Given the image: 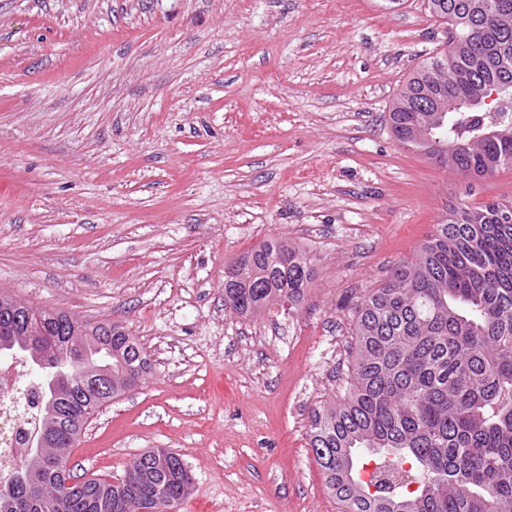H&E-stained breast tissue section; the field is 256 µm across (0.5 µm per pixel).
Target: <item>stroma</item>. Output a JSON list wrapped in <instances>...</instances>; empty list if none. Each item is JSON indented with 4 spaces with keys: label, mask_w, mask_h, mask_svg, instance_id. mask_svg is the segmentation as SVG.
<instances>
[{
    "label": "stroma",
    "mask_w": 512,
    "mask_h": 512,
    "mask_svg": "<svg viewBox=\"0 0 512 512\" xmlns=\"http://www.w3.org/2000/svg\"><path fill=\"white\" fill-rule=\"evenodd\" d=\"M446 41L425 0H0V291L147 358L75 475L164 448L194 478L173 512H339L308 431L347 393L351 303L446 206L512 200V169L394 139ZM275 237L314 259L304 301L226 310L225 263Z\"/></svg>",
    "instance_id": "stroma-1"
}]
</instances>
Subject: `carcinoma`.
<instances>
[{"mask_svg":"<svg viewBox=\"0 0 512 512\" xmlns=\"http://www.w3.org/2000/svg\"><path fill=\"white\" fill-rule=\"evenodd\" d=\"M472 0H427L448 26V48L409 78L389 115L407 151L466 177L512 169V97L491 112H425L484 88L512 84V0L473 36L462 19ZM447 123L440 158L429 127ZM312 259L270 239L224 266V308L254 317L298 306L313 278ZM352 381L338 405L314 411L309 446L342 512H512V206H454L412 260L351 308ZM73 363L71 377L41 421L52 457L70 449L88 420L138 384L146 359L120 327L89 326L62 312L14 308L0 293V356ZM376 460L358 478L362 453ZM411 464L410 469L402 466ZM416 489L409 490L411 484ZM179 455L142 453L114 482L21 454L0 473V512H169L191 493Z\"/></svg>","mask_w":512,"mask_h":512,"instance_id":"carcinoma-1","label":"carcinoma"}]
</instances>
